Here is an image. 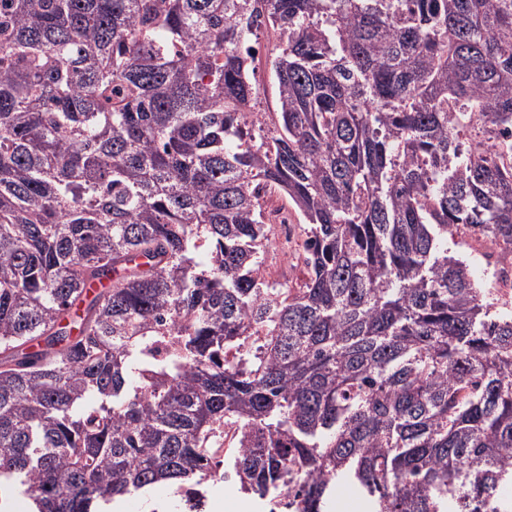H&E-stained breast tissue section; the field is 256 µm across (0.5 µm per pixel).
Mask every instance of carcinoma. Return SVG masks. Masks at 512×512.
<instances>
[{"label":"carcinoma","mask_w":512,"mask_h":512,"mask_svg":"<svg viewBox=\"0 0 512 512\" xmlns=\"http://www.w3.org/2000/svg\"><path fill=\"white\" fill-rule=\"evenodd\" d=\"M506 149L512 0H0V482L512 512V309L448 251L512 255ZM265 69L268 71V79L264 84L266 78V72L264 70H259L256 66L253 70V77L262 87L260 88L261 92V104L260 110L261 112H274L275 105V97H276V86L272 76L269 73V66L267 65V61L263 62ZM271 223L278 228L280 238L284 242H288V238L293 235L292 224H294L293 217L288 215V211L282 209L275 213L271 218ZM294 225V237L291 243L288 244V260H285L283 251H270L267 254L265 268L272 280L295 283L298 278L302 277V266L300 263L297 266V260L294 256L296 241L302 233V229L298 226L299 224ZM367 508L353 488L344 487L336 495L331 512H366Z\"/></svg>","instance_id":"cac0c4a2"}]
</instances>
